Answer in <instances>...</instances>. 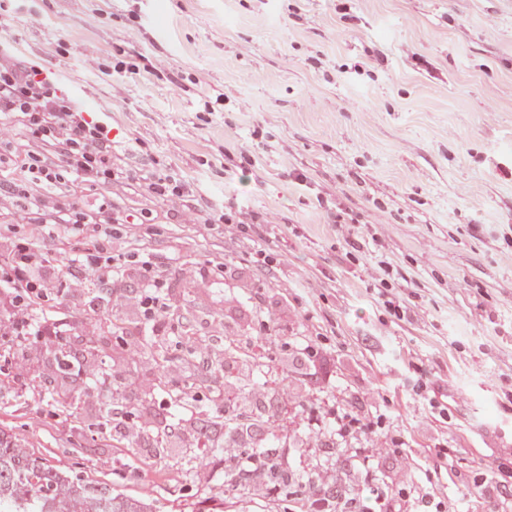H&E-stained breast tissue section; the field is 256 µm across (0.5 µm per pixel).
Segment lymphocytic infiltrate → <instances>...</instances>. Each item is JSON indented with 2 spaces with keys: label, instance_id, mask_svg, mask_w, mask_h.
I'll list each match as a JSON object with an SVG mask.
<instances>
[{
  "label": "lymphocytic infiltrate",
  "instance_id": "obj_1",
  "mask_svg": "<svg viewBox=\"0 0 512 512\" xmlns=\"http://www.w3.org/2000/svg\"><path fill=\"white\" fill-rule=\"evenodd\" d=\"M0 124L51 149L47 155L30 154L27 181H0L1 203L23 206L38 216L20 226L0 225V239L8 245L7 257L0 261V337L61 335L59 326L38 318L46 288L89 280L107 297L130 272L141 287L142 327L162 330L167 323L162 300L170 283L159 273L158 253L139 246L123 251L114 247L115 239L138 236L141 225L127 223L116 211L111 192L101 193L94 209L60 213L43 207L41 191L67 183L93 186L113 177L120 183L144 182L160 196H181L185 187L177 175L140 168L113 173L115 142L108 130L38 70L1 52ZM300 481L322 512H388L391 495L379 485H370L365 496L355 500L325 489L317 475L301 476Z\"/></svg>",
  "mask_w": 512,
  "mask_h": 512
}]
</instances>
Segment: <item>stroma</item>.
I'll list each match as a JSON object with an SVG mask.
<instances>
[{
    "label": "stroma",
    "instance_id": "35a3bbf8",
    "mask_svg": "<svg viewBox=\"0 0 512 512\" xmlns=\"http://www.w3.org/2000/svg\"><path fill=\"white\" fill-rule=\"evenodd\" d=\"M0 44L116 130L115 166L158 164L225 224L252 225L215 241L198 210L173 225L181 198L113 188L120 209L164 225L155 249L231 263L222 287L178 279L166 295L200 336L251 341L265 320L320 348L308 367L279 353L246 399L264 402L288 470L350 498L371 482L403 487L396 512L422 497L512 512V481L489 473L512 471V0H0ZM260 247L265 288L248 261ZM134 295L130 279L110 296L98 336L85 331L89 292L50 310L67 346L122 370L110 391L45 389L64 348L1 342L0 428L159 512H193L223 491L224 469L183 478L195 416L167 417L155 371L113 342V321L140 320ZM121 398L176 432L125 448L136 466L119 471L103 404ZM350 406L380 424L346 437L355 467L305 447L302 426L305 409Z\"/></svg>",
    "mask_w": 512,
    "mask_h": 512
}]
</instances>
